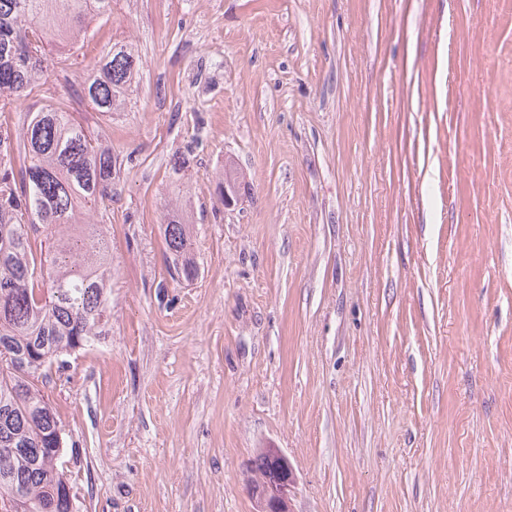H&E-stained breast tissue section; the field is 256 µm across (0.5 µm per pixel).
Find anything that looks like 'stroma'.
Instances as JSON below:
<instances>
[{
  "instance_id": "35a3bbf8",
  "label": "stroma",
  "mask_w": 512,
  "mask_h": 512,
  "mask_svg": "<svg viewBox=\"0 0 512 512\" xmlns=\"http://www.w3.org/2000/svg\"><path fill=\"white\" fill-rule=\"evenodd\" d=\"M49 101L117 159L110 334L45 388L77 512H254L263 448L293 512H512V0H113ZM134 76L131 54L113 44L101 51L93 72L82 84L80 97L102 116L111 115L116 97L131 85ZM186 236V229L183 224H180L175 220L169 221L166 224L164 230V241L169 254L172 269L177 275V279H190L196 273L194 266L185 257L187 248ZM173 250L175 253H171ZM174 273H172L173 277ZM249 470L251 477L247 480V489L256 512H293V468L280 449H261L251 459Z\"/></svg>"
}]
</instances>
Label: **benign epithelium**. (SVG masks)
Instances as JSON below:
<instances>
[{
	"label": "benign epithelium",
	"mask_w": 512,
	"mask_h": 512,
	"mask_svg": "<svg viewBox=\"0 0 512 512\" xmlns=\"http://www.w3.org/2000/svg\"><path fill=\"white\" fill-rule=\"evenodd\" d=\"M224 207L238 200L239 182L232 176L224 179L221 192ZM248 493L255 504V512H293L291 493L295 487L292 465L278 448H263L250 461Z\"/></svg>",
	"instance_id": "1"
}]
</instances>
